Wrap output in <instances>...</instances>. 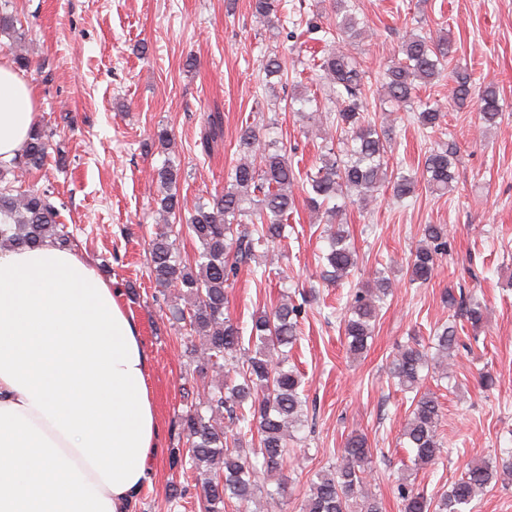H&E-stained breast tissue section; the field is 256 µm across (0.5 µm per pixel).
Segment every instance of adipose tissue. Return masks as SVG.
Returning <instances> with one entry per match:
<instances>
[{"label": "adipose tissue", "instance_id": "1", "mask_svg": "<svg viewBox=\"0 0 512 512\" xmlns=\"http://www.w3.org/2000/svg\"><path fill=\"white\" fill-rule=\"evenodd\" d=\"M38 124L0 63V161ZM133 313L93 262L53 242L0 249V512H131L160 456Z\"/></svg>", "mask_w": 512, "mask_h": 512}]
</instances>
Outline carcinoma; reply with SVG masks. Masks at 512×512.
Returning a JSON list of instances; mask_svg holds the SVG:
<instances>
[{
    "label": "carcinoma",
    "instance_id": "cac0c4a2",
    "mask_svg": "<svg viewBox=\"0 0 512 512\" xmlns=\"http://www.w3.org/2000/svg\"><path fill=\"white\" fill-rule=\"evenodd\" d=\"M281 0H252L253 16L270 27H280ZM9 3L0 6V31L12 39L14 62L20 69L30 66L25 51L27 33L17 27ZM292 30L305 27V33L318 35L327 49L310 60V68L328 87V101L333 108L304 93L290 99L289 107L298 111L315 107L324 113L322 120L338 137H329L324 153L314 171L306 174L302 191L314 210L325 209L327 223L336 225L325 236L328 270L324 279L338 282L358 267V254L349 243L337 217L348 204L366 207L376 201L382 188L391 186L393 196L404 199L415 193L418 180L412 175H388L387 149L392 132L379 127L367 112L369 84L366 71L354 56L333 48L337 41L356 42L365 30L358 19L354 0H330V16L308 15L291 21ZM457 50L446 35L436 38L410 31L401 45V58L388 65L382 80L385 100L398 107L416 106L417 119L424 128L440 126L442 107L435 98L421 99L419 88L446 80L452 85L451 100L460 107L472 99L470 74L448 70ZM265 83L283 80L288 75L286 57L272 51L263 57ZM477 102L483 122L492 127L503 112L496 87L487 85L478 92ZM240 147L244 156L227 172L224 192L208 202H197L186 210L176 187L179 171L172 165L158 171L164 190L160 209L170 216H182L185 223L159 224L150 243L155 282L173 288L185 299V306L172 309L173 319L188 335L205 338L206 358L198 373L206 377L212 368L222 374L220 384L204 393L198 403L182 417L192 467L221 461L210 471L202 491L207 512H222V506L236 502L243 506L259 494L273 501L284 496V483L273 491L258 481L259 472L272 474L283 467L291 431L302 425L305 400L302 380L296 367L288 365V349L299 336L303 304L283 300L272 311L252 315L248 337L227 314L225 288L235 282L240 271L251 268L258 249L269 247L285 237L295 200L290 187L297 180L284 146L267 142L252 126L242 130ZM47 156L44 132L37 128L21 153L8 164H0V248H34L50 239L62 247L71 246L70 232L58 221L59 210L54 196L47 190L20 192L13 183L43 165ZM454 152L434 148L425 158L423 180L426 188L446 193L455 180ZM12 178H7V175ZM188 234L199 243L194 260L181 256L176 242ZM422 234L427 245L416 250L410 261V283L431 281L439 256L448 251V228L443 224H426ZM391 290L385 272L374 274L373 287L357 288L348 303L343 319L347 351L359 355L367 347L375 330L377 310ZM460 308L471 325L483 321L484 307L479 301L469 304L448 293V308ZM437 352L452 357L460 340L456 323L450 321L435 330L432 338ZM428 350L414 341L394 356L390 377L402 390L414 393L411 412L403 426L400 440L414 453L413 468L432 464L443 448L439 427L441 404L436 393L421 390L429 369ZM229 370H224V367ZM227 415L222 423L216 416ZM254 427L259 436L258 451L249 454L243 448L241 424ZM373 451L359 435L347 439L340 459L317 474L310 494L301 505L302 512H382V502L368 491L365 475L371 468ZM512 472V453L495 463L467 465L463 474L441 493L428 496L412 482L396 486L402 512H470L471 503L495 479L498 472Z\"/></svg>",
    "mask_w": 512,
    "mask_h": 512
}]
</instances>
